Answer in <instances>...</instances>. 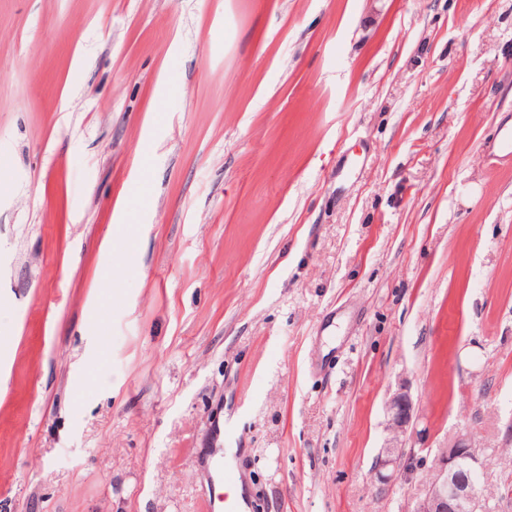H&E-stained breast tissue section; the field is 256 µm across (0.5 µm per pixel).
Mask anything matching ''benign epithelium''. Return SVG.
<instances>
[{"mask_svg": "<svg viewBox=\"0 0 512 512\" xmlns=\"http://www.w3.org/2000/svg\"><path fill=\"white\" fill-rule=\"evenodd\" d=\"M388 430L391 437L384 445L375 464L379 481L389 476L383 470L392 466L399 469L402 458V437L410 426L413 406L404 389H399L386 403ZM480 462L474 448L464 438H458L448 445L446 455L441 459L436 476L429 482L425 494L420 498L413 512H477L484 497L479 482Z\"/></svg>", "mask_w": 512, "mask_h": 512, "instance_id": "benign-epithelium-1", "label": "benign epithelium"}]
</instances>
